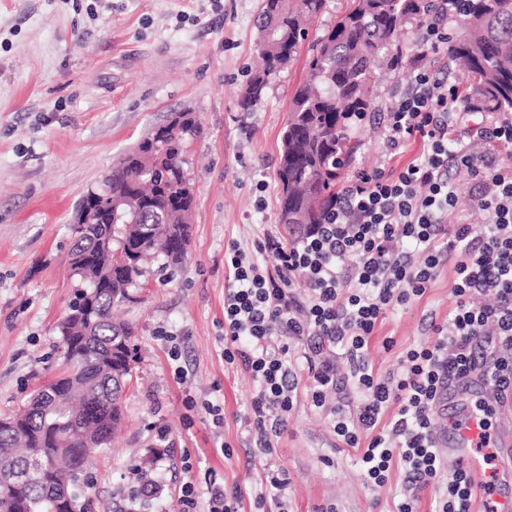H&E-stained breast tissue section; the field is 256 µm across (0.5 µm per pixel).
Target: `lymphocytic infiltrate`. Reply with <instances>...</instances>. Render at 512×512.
Returning <instances> with one entry per match:
<instances>
[{
  "mask_svg": "<svg viewBox=\"0 0 512 512\" xmlns=\"http://www.w3.org/2000/svg\"><path fill=\"white\" fill-rule=\"evenodd\" d=\"M413 73L384 122L389 148L417 142L419 157L398 169L358 173L328 222L296 243L257 241V253L273 254L274 267L237 246L227 249L224 360L241 363L259 384L248 427L256 448L271 456L298 400L319 407L340 387L335 364L322 354L341 347L359 404L354 413L338 412L333 431L357 449L366 480L383 484L397 465L404 473L397 512H417L428 491L431 512H471V478L463 466L445 471L434 418L442 387L474 372L501 397L512 396V164L491 152L476 160L457 146L464 114L455 75L418 63ZM456 168L470 172L485 224L470 223L458 209ZM398 237L415 245L420 261L395 251ZM446 261L455 273V304L447 320L430 323L433 343L406 350L395 372L374 374L367 349L377 324L390 308L423 296ZM275 332L285 339L277 348L270 344ZM293 341L304 348L307 374L291 359ZM241 495L213 480L201 493L189 479L181 503L239 512Z\"/></svg>",
  "mask_w": 512,
  "mask_h": 512,
  "instance_id": "f902f5d3",
  "label": "lymphocytic infiltrate"
}]
</instances>
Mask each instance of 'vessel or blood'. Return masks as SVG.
I'll return each mask as SVG.
<instances>
[{
	"label": "vessel or blood",
	"mask_w": 512,
	"mask_h": 512,
	"mask_svg": "<svg viewBox=\"0 0 512 512\" xmlns=\"http://www.w3.org/2000/svg\"><path fill=\"white\" fill-rule=\"evenodd\" d=\"M485 387L483 378L470 376L445 386L439 398L440 425L435 441L438 447L447 449L449 454L466 464L478 506L490 504L495 512H512V466L501 464L493 492H485L489 471L483 458L476 453L481 429L465 406L468 397Z\"/></svg>",
	"instance_id": "obj_1"
}]
</instances>
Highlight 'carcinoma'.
Masks as SVG:
<instances>
[{"instance_id": "carcinoma-1", "label": "carcinoma", "mask_w": 512, "mask_h": 512, "mask_svg": "<svg viewBox=\"0 0 512 512\" xmlns=\"http://www.w3.org/2000/svg\"><path fill=\"white\" fill-rule=\"evenodd\" d=\"M326 0H262L258 35L273 29L274 42L260 52L262 70L240 90L239 106L250 111L262 100L270 78L287 68L307 37L306 26ZM466 34L450 45L468 85L471 112H512V0H456ZM441 0H352L350 9L326 29L305 63L306 78L294 89L281 136L277 177L279 223L300 235L324 223L336 206L341 175L358 150L357 128L376 110L373 86L381 58L397 67L405 53L392 49L396 32L439 12ZM178 127L156 125L120 157L99 188L82 198L112 195L117 218L73 224L69 264L80 291L58 325L68 369L62 379L34 391L21 408L24 423L0 424V475L17 474L0 512L26 504L44 512L43 501L65 489L84 512L78 476L89 454L108 448L124 422L122 395L132 378L134 332L112 316L141 285L150 258L176 268L190 243L193 183L184 152L199 126L192 113ZM60 465L67 487L37 469Z\"/></svg>"}]
</instances>
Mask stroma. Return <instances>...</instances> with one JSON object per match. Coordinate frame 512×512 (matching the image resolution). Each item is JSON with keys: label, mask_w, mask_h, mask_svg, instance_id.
Listing matches in <instances>:
<instances>
[{"label": "stroma", "mask_w": 512, "mask_h": 512, "mask_svg": "<svg viewBox=\"0 0 512 512\" xmlns=\"http://www.w3.org/2000/svg\"><path fill=\"white\" fill-rule=\"evenodd\" d=\"M259 12L260 0H0V415L63 370L56 325L76 293L67 253L77 201L172 114L194 113L200 124L185 164L196 199L191 243L172 280L148 270L119 310L135 330L134 377L121 432L87 468L85 512H127L146 456L160 486L149 512H178L188 463L197 480L241 486L240 512H254L268 465L288 482L290 512H396L402 498L401 469L384 485L367 483L333 432L335 409L355 411V388L320 408L300 399L268 461L248 435L257 384L224 361V252L285 236L277 160L289 99L305 76L301 54L271 78L261 103L238 107L259 65ZM410 81L407 62L376 81L378 109L347 181L420 154L417 143L383 153L382 111ZM454 279L444 264L423 297L387 312L369 343L376 373L431 342L426 318L447 317Z\"/></svg>", "instance_id": "1"}]
</instances>
